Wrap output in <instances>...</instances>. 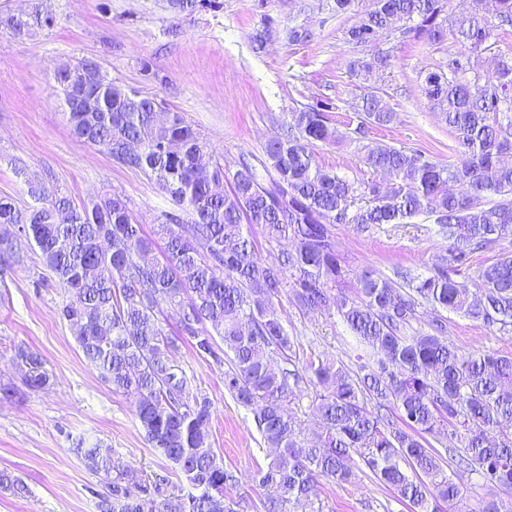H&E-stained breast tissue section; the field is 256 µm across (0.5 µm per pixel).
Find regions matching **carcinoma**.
<instances>
[{
	"mask_svg": "<svg viewBox=\"0 0 512 512\" xmlns=\"http://www.w3.org/2000/svg\"><path fill=\"white\" fill-rule=\"evenodd\" d=\"M449 0H372L345 31L346 43L371 47L368 59L349 62L365 83L389 66L379 47L386 35L400 42L440 44L457 50L446 66L424 71L421 91L440 113L458 144L445 163L418 150L381 145L359 163L381 180L355 182L313 161L315 143L343 139L333 127V104L318 99L287 113L282 133L265 154L276 173L261 184L244 158L236 169L221 163L200 133L177 113L161 120L164 103L112 82L94 58L59 65V101L69 109L70 91L82 87L95 111L70 123L79 141L107 151L123 166L144 174L178 208L156 225L164 241L152 252L126 200L105 196L77 206L65 195L48 200L28 186L21 207L0 196V227L25 228L18 239L38 248L45 271L63 288L62 318L87 361L112 388L135 401L144 439L168 461L162 474L143 484L112 464V449L76 441L87 468L104 478L109 493L98 512H236L224 491L240 474L211 448V400L192 388L177 364L176 340L200 356L224 344L230 366L224 388L249 408L269 448L253 481L274 494L263 512H293L309 500L318 480L349 482L350 458L364 466L412 512H512V496L467 503L461 486L443 467L425 436L446 437L448 453L492 484L512 488V355L464 352L445 338L442 312L460 313L488 328L512 331V253H503L469 278L474 255L512 236V50L478 65L493 32H512V0H469L448 14ZM55 18L36 10L0 16V28L23 36L52 28ZM395 113L382 92L363 96L359 141L386 127ZM427 215L448 239V256L430 276L396 271L392 280L370 272L356 279L354 296L342 291L347 271L336 253L332 227L354 224L363 232ZM270 243H291L273 263L255 253L250 227ZM308 312L332 309L360 339L366 355L357 370L321 356L301 369L274 367L289 361L292 343L274 307L283 288ZM180 309L178 338L161 322L164 309ZM427 328L416 329L421 308ZM15 358L32 391L50 382L45 362L20 348ZM312 389L311 408L320 432L304 445L292 409L300 382ZM189 490H169L172 478Z\"/></svg>",
	"mask_w": 512,
	"mask_h": 512,
	"instance_id": "1",
	"label": "carcinoma"
}]
</instances>
